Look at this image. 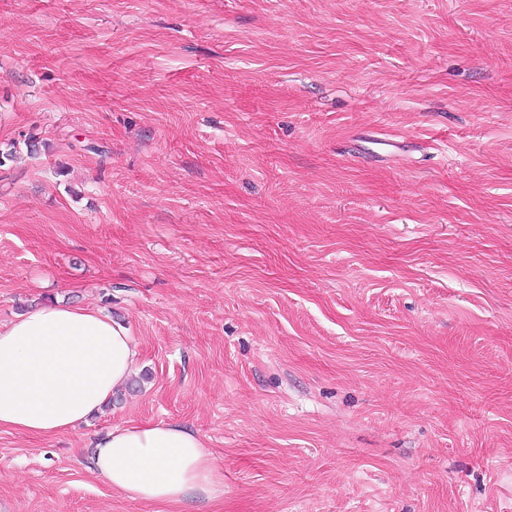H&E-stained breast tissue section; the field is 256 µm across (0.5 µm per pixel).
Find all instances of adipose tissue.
<instances>
[{
  "label": "adipose tissue",
  "instance_id": "1",
  "mask_svg": "<svg viewBox=\"0 0 512 512\" xmlns=\"http://www.w3.org/2000/svg\"><path fill=\"white\" fill-rule=\"evenodd\" d=\"M139 360L130 330L99 309L35 305L0 325V427L48 436L99 413ZM90 469L135 501L180 503L224 492V471L178 422L117 426L99 437Z\"/></svg>",
  "mask_w": 512,
  "mask_h": 512
}]
</instances>
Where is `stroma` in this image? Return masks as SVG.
I'll list each match as a JSON object with an SVG mask.
<instances>
[{"mask_svg": "<svg viewBox=\"0 0 512 512\" xmlns=\"http://www.w3.org/2000/svg\"><path fill=\"white\" fill-rule=\"evenodd\" d=\"M11 141L0 324L60 299L140 357L0 428V512H512V0H0ZM160 421L222 496L89 470Z\"/></svg>", "mask_w": 512, "mask_h": 512, "instance_id": "stroma-1", "label": "stroma"}]
</instances>
